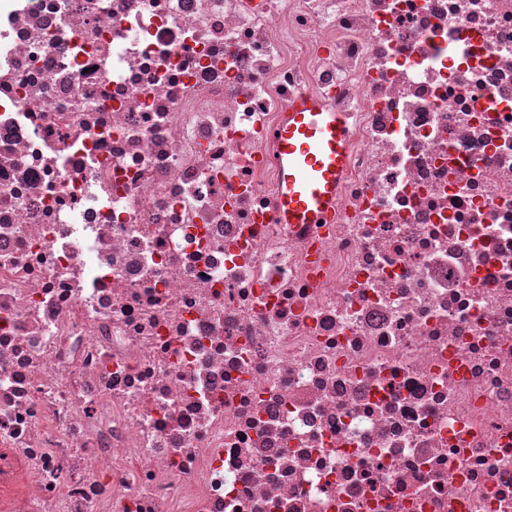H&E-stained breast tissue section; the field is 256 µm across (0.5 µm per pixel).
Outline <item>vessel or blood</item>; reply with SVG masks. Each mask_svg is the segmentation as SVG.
<instances>
[{"mask_svg": "<svg viewBox=\"0 0 512 512\" xmlns=\"http://www.w3.org/2000/svg\"><path fill=\"white\" fill-rule=\"evenodd\" d=\"M350 134L345 113L315 100L301 99L288 112L274 132L279 145L278 223L326 224L334 218Z\"/></svg>", "mask_w": 512, "mask_h": 512, "instance_id": "b4317fda", "label": "vessel or blood"}]
</instances>
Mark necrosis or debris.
<instances>
[{
    "instance_id": "4bbe7bcc",
    "label": "necrosis or debris",
    "mask_w": 512,
    "mask_h": 512,
    "mask_svg": "<svg viewBox=\"0 0 512 512\" xmlns=\"http://www.w3.org/2000/svg\"><path fill=\"white\" fill-rule=\"evenodd\" d=\"M0 512H512V0H0ZM350 134L344 112L315 100L303 98L288 112L274 132L279 145L278 223L327 224L335 217Z\"/></svg>"
}]
</instances>
